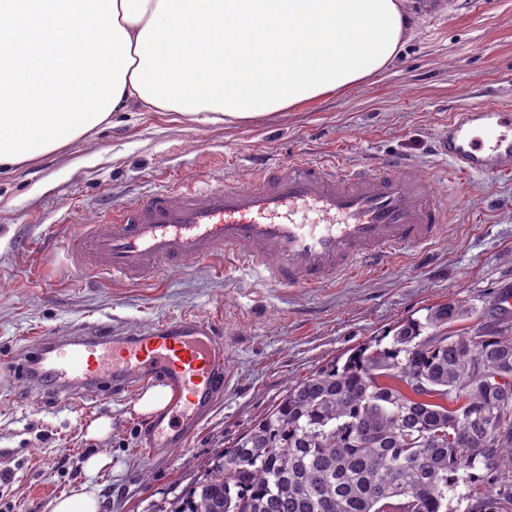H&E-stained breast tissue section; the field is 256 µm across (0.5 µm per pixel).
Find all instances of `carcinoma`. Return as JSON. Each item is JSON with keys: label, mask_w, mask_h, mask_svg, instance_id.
<instances>
[{"label": "carcinoma", "mask_w": 512, "mask_h": 512, "mask_svg": "<svg viewBox=\"0 0 512 512\" xmlns=\"http://www.w3.org/2000/svg\"><path fill=\"white\" fill-rule=\"evenodd\" d=\"M473 313L437 305L289 386L168 512H512V399L480 375L512 379V335L448 332Z\"/></svg>", "instance_id": "obj_1"}]
</instances>
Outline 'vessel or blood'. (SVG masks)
I'll use <instances>...</instances> for the list:
<instances>
[{
    "label": "vessel or blood",
    "mask_w": 512,
    "mask_h": 512,
    "mask_svg": "<svg viewBox=\"0 0 512 512\" xmlns=\"http://www.w3.org/2000/svg\"><path fill=\"white\" fill-rule=\"evenodd\" d=\"M456 175L512 177V105L452 113L438 144ZM448 211L401 161L369 168L300 155L259 158L253 179L169 186L104 210L70 235L76 271L95 281L140 283L185 260L223 256L275 286L318 288L384 268L407 247L439 239ZM222 325L182 316L139 333L47 336L26 362L33 386L65 400L93 388L141 395L159 385L170 401L147 424L149 451L186 444L228 389Z\"/></svg>",
    "instance_id": "vessel-or-blood-1"
}]
</instances>
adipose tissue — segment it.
<instances>
[{"instance_id": "ef3b65f1", "label": "adipose tissue", "mask_w": 512, "mask_h": 512, "mask_svg": "<svg viewBox=\"0 0 512 512\" xmlns=\"http://www.w3.org/2000/svg\"><path fill=\"white\" fill-rule=\"evenodd\" d=\"M407 0H0V167L138 104L232 124L384 70Z\"/></svg>"}]
</instances>
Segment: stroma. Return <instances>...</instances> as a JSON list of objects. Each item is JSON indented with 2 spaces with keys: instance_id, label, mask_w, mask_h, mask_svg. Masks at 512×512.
<instances>
[{
  "instance_id": "stroma-1",
  "label": "stroma",
  "mask_w": 512,
  "mask_h": 512,
  "mask_svg": "<svg viewBox=\"0 0 512 512\" xmlns=\"http://www.w3.org/2000/svg\"><path fill=\"white\" fill-rule=\"evenodd\" d=\"M416 24L399 56L368 81L236 125L133 109L94 138L0 172V512H52L85 481L96 451L111 471L94 479L100 512H166L207 465L234 445L288 386L342 367L349 354L387 346L398 327L433 306L475 307L455 331L512 324V178L455 179L434 151L450 112L512 104V0H408ZM370 163L405 158L447 208L446 234L402 250L386 271L320 288L279 287L249 270L219 275L186 261L158 281L88 282L69 261L74 225L168 180L248 181L255 154ZM217 318L235 384L180 448L147 454L145 418L128 397L84 391L63 404L34 388L20 365L41 337L110 326L130 333L182 314ZM107 417L111 433L87 428Z\"/></svg>"
}]
</instances>
